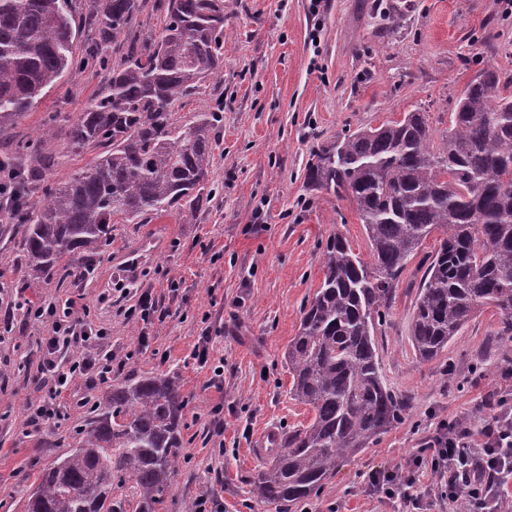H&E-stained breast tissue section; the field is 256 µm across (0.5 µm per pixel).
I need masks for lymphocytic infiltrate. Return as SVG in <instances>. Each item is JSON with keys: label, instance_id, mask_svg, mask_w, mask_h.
Listing matches in <instances>:
<instances>
[{"label": "lymphocytic infiltrate", "instance_id": "lymphocytic-infiltrate-1", "mask_svg": "<svg viewBox=\"0 0 512 512\" xmlns=\"http://www.w3.org/2000/svg\"><path fill=\"white\" fill-rule=\"evenodd\" d=\"M75 306L71 299L52 301L33 313L35 319L50 327L47 352L38 371L51 381L52 388L48 400L32 415V422L63 420L69 409L68 394L78 378L96 371L105 375L112 370V357L108 354L58 359L60 348L70 346L75 337L91 336L85 324L75 318ZM426 461L438 474L440 495L449 503L465 501L469 512H502L506 488L512 483V407H500L476 426L466 418L449 423L446 434L420 449L406 465L374 473L372 484L385 497H392L396 489L412 486Z\"/></svg>", "mask_w": 512, "mask_h": 512}]
</instances>
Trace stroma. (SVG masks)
Segmentation results:
<instances>
[{"instance_id":"1","label":"stroma","mask_w":512,"mask_h":512,"mask_svg":"<svg viewBox=\"0 0 512 512\" xmlns=\"http://www.w3.org/2000/svg\"><path fill=\"white\" fill-rule=\"evenodd\" d=\"M224 33L223 80H207L183 107L200 112L224 97L209 208L188 223L171 214L114 225L85 280L56 279L39 291L46 301L76 299L92 329L105 331V339L79 343V352L112 351L110 382L78 381L58 428L27 423L48 391L37 371L48 328L20 307L31 279L24 253L14 243L0 247V512H23L28 489L72 449L111 384L156 375L178 379L187 400L182 462L165 512H189L201 497L218 500L223 512H276L254 494L266 463L250 446L266 426L284 432L312 417L290 394L285 351L322 279L323 247L337 232L356 254L370 256L349 198L307 186L312 150L417 107L430 112L433 141L441 143L480 69L512 76L505 0H325L317 14L310 0H224ZM98 87L67 73L21 121L20 134L38 135L52 112L66 125ZM148 236L159 250L126 276L124 257ZM413 279L405 271L379 338L386 384L409 397L407 414L289 512H406L401 498L374 493L372 473L406 463L441 424L512 388L494 335L498 317L488 310L436 359L415 357ZM172 280L177 290L169 289ZM145 292L155 310L142 321L130 311ZM202 344L210 349L203 366L191 357Z\"/></svg>"}]
</instances>
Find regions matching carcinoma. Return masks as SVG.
Wrapping results in <instances>:
<instances>
[{
  "label": "carcinoma",
  "mask_w": 512,
  "mask_h": 512,
  "mask_svg": "<svg viewBox=\"0 0 512 512\" xmlns=\"http://www.w3.org/2000/svg\"><path fill=\"white\" fill-rule=\"evenodd\" d=\"M80 0H0V134L72 68L106 78L65 130L71 149L95 150L81 171L54 185L63 154L50 130L0 149L11 174L0 208V240L20 241L45 281L101 258L112 224H144L176 212L185 222L207 208L224 101L184 118L180 103L224 68V0H95L82 24ZM161 28L141 29L144 12ZM500 71L482 69L433 142L429 113L361 128L314 149L307 183L356 207L371 262L336 233L323 247V279L303 307L285 360L290 393L310 407L308 426L284 433L255 478L257 497L282 507L316 493L343 461L402 420L405 396L382 373L378 335L400 279L427 237L409 321L411 349L435 359L486 309L498 316L502 359L512 363V95ZM186 399L168 376L130 379L107 393L74 448L26 495L25 512H124L112 485L133 482L136 512H159L178 472Z\"/></svg>",
  "instance_id": "1"
}]
</instances>
